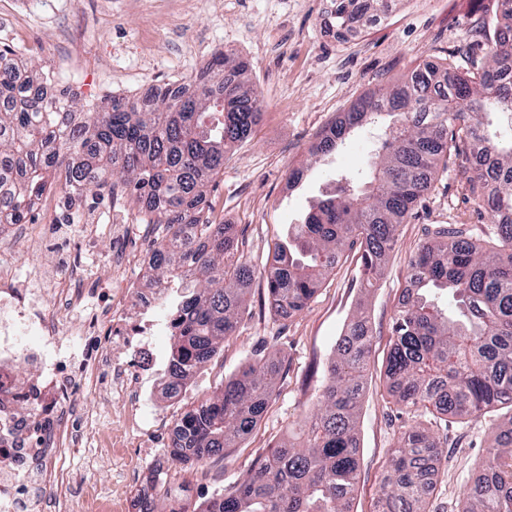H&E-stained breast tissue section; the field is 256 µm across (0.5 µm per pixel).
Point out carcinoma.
Instances as JSON below:
<instances>
[{
	"mask_svg": "<svg viewBox=\"0 0 512 512\" xmlns=\"http://www.w3.org/2000/svg\"><path fill=\"white\" fill-rule=\"evenodd\" d=\"M390 0H330L343 35L388 10ZM510 23L481 27L489 57L479 72L427 64L409 81L359 98L316 142L329 156L353 134L379 129L367 170L332 180L275 245L266 272L271 307L281 318L303 311L347 249L361 252L365 286L381 279L405 216L429 190L451 151L465 147L491 172L473 175L495 247L485 249L461 224H442L410 259L408 293L392 319L384 375L405 414L429 410L476 420L512 411V0H498ZM248 64L224 51L201 80L155 85L149 104L112 95L61 111L40 75L10 48L0 49V224H32L30 197L52 175L63 191L135 198L162 237L153 270L179 289L181 324L168 366L169 388L209 363L235 334L246 287L257 269L243 259L233 224L205 216L206 190L226 157L260 125L262 100L245 79ZM373 336L358 314L340 339L326 382L304 418L300 441L258 460L205 512H352L360 475L359 419ZM280 376L276 353L253 355L210 397L187 411L171 438L182 462H207L236 448L261 419ZM480 474L457 512H512V416L497 427ZM448 438L400 425L385 462L375 512H429L428 463Z\"/></svg>",
	"mask_w": 512,
	"mask_h": 512,
	"instance_id": "obj_1",
	"label": "carcinoma"
}]
</instances>
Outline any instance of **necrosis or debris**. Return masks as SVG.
Listing matches in <instances>:
<instances>
[{"label": "necrosis or debris", "instance_id": "necrosis-or-debris-1", "mask_svg": "<svg viewBox=\"0 0 512 512\" xmlns=\"http://www.w3.org/2000/svg\"><path fill=\"white\" fill-rule=\"evenodd\" d=\"M115 232L112 286L104 294L78 266L58 268L52 288L38 292L14 264L0 262V504L64 508L66 450L81 424L102 430L101 447L120 462L111 487L88 492L83 512H130L124 488L132 479L141 484L142 503L157 490L154 473L169 454L146 448L142 430L164 423L168 440L177 426L163 419L160 379L151 373L165 359L155 338L173 329L165 312L173 291L149 276L151 249L127 250L146 226L119 224ZM98 394L123 404V412L88 409Z\"/></svg>", "mask_w": 512, "mask_h": 512}]
</instances>
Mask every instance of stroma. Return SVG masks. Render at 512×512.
<instances>
[{"instance_id": "stroma-1", "label": "stroma", "mask_w": 512, "mask_h": 512, "mask_svg": "<svg viewBox=\"0 0 512 512\" xmlns=\"http://www.w3.org/2000/svg\"><path fill=\"white\" fill-rule=\"evenodd\" d=\"M326 10V0H33L18 31L0 27V46L23 54L34 70L56 72L81 103L112 93L130 96L146 82L188 81L221 49L246 60L247 78L263 99L264 118L225 161L206 204L211 221L236 225L244 258L261 272L275 242L285 239L289 224L308 210L330 169L357 173L369 163L368 141L351 137L326 161L309 154L317 138L361 96L402 82L419 66L480 70L485 57L475 29L494 19L496 0H393L386 15L360 23L343 39L329 25ZM471 166L470 156L452 155L400 225L378 288L363 290L360 254L347 251L308 307L284 320L271 308L265 278L253 280L235 334L203 372L187 380V392L173 413L183 415L211 395L256 352L277 350L281 377L262 418L239 447L202 466L171 464L158 481L156 512H170L169 489L182 481H195L197 504L227 492L273 446L298 433L340 336L362 309L372 328L373 355L360 415L361 473L352 508L374 512L400 426V407L384 377L391 319L407 286L409 259L437 225H465L471 239L484 242L490 219L470 192ZM296 168L304 175L293 185L288 176ZM139 219L132 198H124L118 213L109 200L86 191L54 214L37 215L38 223L72 224L75 232L59 243L49 236L36 244L16 240L12 254L21 262L20 274L30 276L31 287H51L59 264L76 263L106 288L112 238L90 240L79 227ZM416 422L448 438L429 510L453 512L481 467L492 440L491 420L426 414ZM96 442V433L84 431L79 452L68 458L75 473L68 489L73 512L88 486L112 482L114 462L111 456H96Z\"/></svg>"}]
</instances>
